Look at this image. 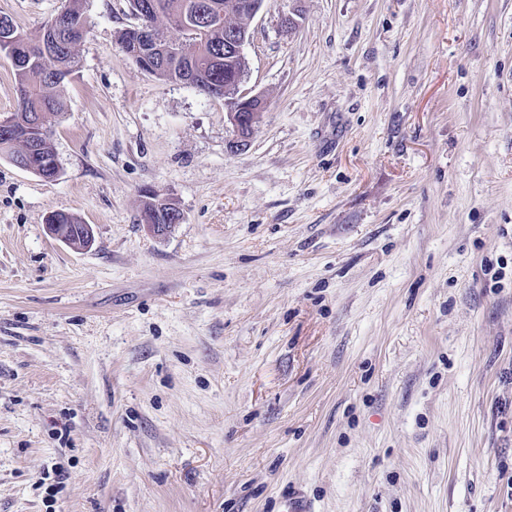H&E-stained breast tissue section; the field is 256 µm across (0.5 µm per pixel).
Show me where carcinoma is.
<instances>
[{
    "label": "carcinoma",
    "mask_w": 512,
    "mask_h": 512,
    "mask_svg": "<svg viewBox=\"0 0 512 512\" xmlns=\"http://www.w3.org/2000/svg\"><path fill=\"white\" fill-rule=\"evenodd\" d=\"M154 11L150 19L155 24L157 38L162 42L171 40L161 27L165 23L177 28V19L183 11L185 0H153ZM64 13L70 28L61 31V46L55 55L48 57L29 56L16 48L0 32V54L8 57L13 66L18 106L6 129L0 130V150H9L12 160H22L32 144H37L43 159L54 158L49 137L32 126L36 113L59 114L65 111L66 102L59 87L64 79L78 69L80 59L77 47L88 33L89 22L82 8V0H68ZM247 26L242 17H216L210 24L197 27L192 42V57L185 61L161 58L153 52L136 49L128 31L119 34L124 53L136 64L146 63L147 72L165 80L182 82L187 79L202 83L228 84L233 80L238 62L224 58V28Z\"/></svg>",
    "instance_id": "obj_1"
}]
</instances>
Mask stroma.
I'll use <instances>...</instances> for the list:
<instances>
[{"label": "stroma", "instance_id": "obj_1", "mask_svg": "<svg viewBox=\"0 0 512 512\" xmlns=\"http://www.w3.org/2000/svg\"><path fill=\"white\" fill-rule=\"evenodd\" d=\"M83 9L58 179L0 155V512H512V0H265L236 153ZM55 217L57 224L51 223V217L50 221H47V228L52 236L55 238L73 246L76 248H83L88 247L92 244L94 235H93V229L92 226L89 224H78L79 226L76 229L75 237H70V239H65L60 235V233L57 231L58 224H60V230L66 234L74 235V229L73 224H77L76 217L70 214H66L63 212H55L52 213ZM76 239V243H74L72 240Z\"/></svg>", "mask_w": 512, "mask_h": 512}]
</instances>
